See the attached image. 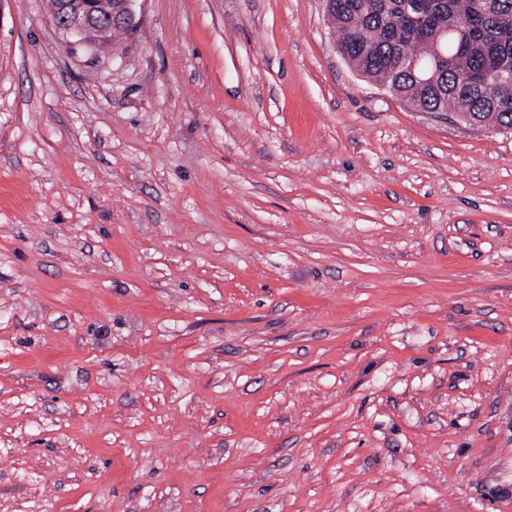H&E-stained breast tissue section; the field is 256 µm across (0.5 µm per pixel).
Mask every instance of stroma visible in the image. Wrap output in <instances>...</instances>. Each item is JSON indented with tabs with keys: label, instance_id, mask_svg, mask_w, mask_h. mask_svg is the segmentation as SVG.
<instances>
[{
	"label": "stroma",
	"instance_id": "35a3bbf8",
	"mask_svg": "<svg viewBox=\"0 0 512 512\" xmlns=\"http://www.w3.org/2000/svg\"><path fill=\"white\" fill-rule=\"evenodd\" d=\"M323 0H0V512H512V131ZM135 0H52L50 20L69 46H107L135 26ZM112 39H110V35Z\"/></svg>",
	"mask_w": 512,
	"mask_h": 512
}]
</instances>
